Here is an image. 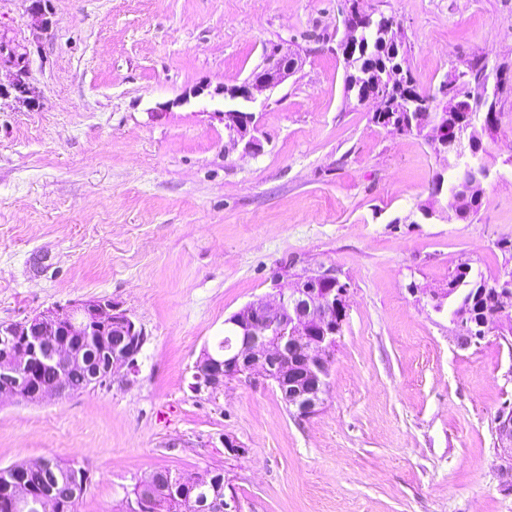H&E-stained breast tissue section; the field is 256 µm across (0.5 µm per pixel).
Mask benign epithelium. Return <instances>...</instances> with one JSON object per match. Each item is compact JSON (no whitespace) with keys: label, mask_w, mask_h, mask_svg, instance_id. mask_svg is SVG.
Wrapping results in <instances>:
<instances>
[{"label":"benign epithelium","mask_w":512,"mask_h":512,"mask_svg":"<svg viewBox=\"0 0 512 512\" xmlns=\"http://www.w3.org/2000/svg\"><path fill=\"white\" fill-rule=\"evenodd\" d=\"M344 13L345 35L340 42L343 56H350L359 45L357 35L375 27L382 34L395 33L396 22L382 13L360 7V0H348ZM0 60L19 71L26 68V55L16 54L0 43ZM301 66V58L283 47L271 51L262 67L254 70L240 85L217 88L214 94L233 103L214 116L224 123L235 145L243 144L247 152L260 149L257 138L259 119L251 111L266 92L278 87ZM492 82L483 80L476 70L463 73L452 70L433 94L436 108L429 117L428 136L442 142L441 154L455 158V166L466 179L486 182L491 169L485 157L466 151L463 136L494 138L497 101L512 93V68L495 67ZM476 87L479 95L466 93ZM448 112L460 116L458 135L448 133ZM498 309L487 323L475 331L460 305L448 313L461 344L476 345L496 323L512 316V271L507 270L492 285ZM348 286L340 282L336 270L325 269L295 282L289 294L279 293L271 301L258 299L224 321L227 333L193 368L191 388L195 391L216 390L229 383H250L261 376L275 382L287 406L301 417L318 411L328 393L330 367L337 339L346 320ZM73 336H91L100 351H110L108 362L90 375L91 387L108 386L118 369L126 375L138 373L137 355L145 335L121 306L110 297L74 303L27 318L0 324V395L27 403L63 398L78 391L74 375L83 373L88 362L82 351L71 342ZM500 448L507 454L498 468L503 486H512V405L501 406L494 418ZM209 486L212 494L192 499L194 512H241L235 495H226L223 485L213 475L192 482L194 487ZM56 492L32 502L25 494L13 497L16 512L38 505L42 510L54 507Z\"/></svg>","instance_id":"7a95c632"}]
</instances>
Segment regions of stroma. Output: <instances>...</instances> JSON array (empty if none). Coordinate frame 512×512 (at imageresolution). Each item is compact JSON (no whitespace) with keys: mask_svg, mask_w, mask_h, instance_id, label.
Segmentation results:
<instances>
[{"mask_svg":"<svg viewBox=\"0 0 512 512\" xmlns=\"http://www.w3.org/2000/svg\"><path fill=\"white\" fill-rule=\"evenodd\" d=\"M364 5L394 18L424 90L477 53L512 63V0ZM29 6L0 0L34 93L0 98V323L107 296L146 342L134 379L0 400V468L79 463L76 512H123L157 470L217 468L242 512H512L494 425L512 335L461 346L430 301L460 264L491 281L512 267V93L478 214L442 199L425 219L446 160L346 100L345 0H42L39 27ZM277 44L303 65L269 92L247 154L210 94ZM326 268L349 294L318 412L297 417L261 377L191 390L225 319Z\"/></svg>","mask_w":512,"mask_h":512,"instance_id":"35a3bbf8","label":"stroma"}]
</instances>
